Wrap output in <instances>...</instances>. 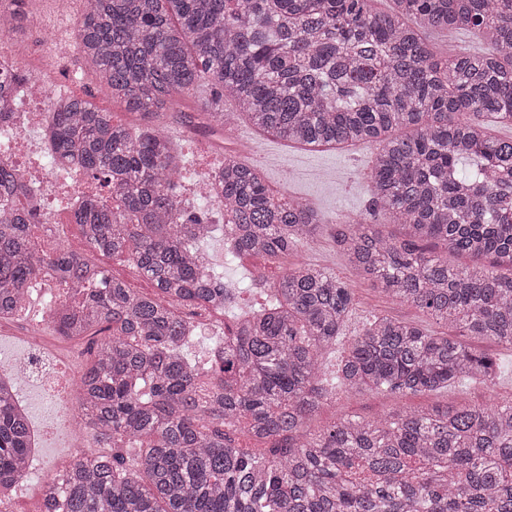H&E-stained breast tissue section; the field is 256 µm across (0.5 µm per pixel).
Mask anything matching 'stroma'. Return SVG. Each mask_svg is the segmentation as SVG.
<instances>
[{"label": "stroma", "mask_w": 512, "mask_h": 512, "mask_svg": "<svg viewBox=\"0 0 512 512\" xmlns=\"http://www.w3.org/2000/svg\"><path fill=\"white\" fill-rule=\"evenodd\" d=\"M231 135L235 142L245 144L244 158L263 169L266 183L276 196L308 203L326 218V225H323L314 241L290 253L287 263H308L316 260L318 253H326V267L345 282L356 301L355 309L346 323L347 330L361 327L366 318L374 315L428 324V317L418 308L393 300L380 288L359 279L337 243L341 223L347 218L360 216L370 224L385 221L384 214L373 207L368 177L377 152L376 143L360 142L342 148L310 149L264 135L244 119L234 120ZM205 248L212 255L214 264L223 266L225 282L241 287L242 294L236 306L240 312L263 301L260 290L248 285L254 267L262 266L268 280L273 281L279 277L285 265L251 255L228 266L224 263L220 239L208 241ZM468 343L505 365V373L493 386L467 383L422 394L392 395L368 391L356 396H340L321 407L311 422L312 430L325 429L346 417L368 418L417 412L434 406L463 407L512 399V350L473 337L469 338ZM74 405V393L61 391L56 399L58 413L50 420L52 433L48 446L40 451L39 468L20 483L16 493L25 512H34L44 487L53 480L56 468L62 467L70 456L69 449L64 446L60 412Z\"/></svg>", "instance_id": "35a3bbf8"}]
</instances>
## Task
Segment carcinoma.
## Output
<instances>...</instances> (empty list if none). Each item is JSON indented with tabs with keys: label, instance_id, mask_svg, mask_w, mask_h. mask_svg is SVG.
Instances as JSON below:
<instances>
[{
	"label": "carcinoma",
	"instance_id": "obj_1",
	"mask_svg": "<svg viewBox=\"0 0 512 512\" xmlns=\"http://www.w3.org/2000/svg\"><path fill=\"white\" fill-rule=\"evenodd\" d=\"M85 0L77 48L139 129L82 97L53 105L56 155L101 178L112 200L77 213L89 249L126 259L158 291L98 287L83 252L37 254L39 215L22 176L0 164V317L42 273L67 289L54 330L101 327L77 391L91 453L44 490L47 512H512V400L308 425L336 395L417 394L491 382L501 366L463 344L512 349V0ZM467 29L486 52L436 55L425 31ZM20 76L0 71V123ZM194 94V112L180 111ZM310 147L372 141L374 206L402 228L348 221L338 243L363 279L447 331L376 316L348 338L350 288L298 263L267 284L260 308L233 315L205 379L177 308L233 307L236 289L195 249L211 227L183 211L172 111L223 131L231 113ZM225 258L279 259L324 218L274 197L261 167L224 158ZM466 256L460 267L448 256ZM242 431L270 444L235 445ZM31 456V424L0 378V492Z\"/></svg>",
	"mask_w": 512,
	"mask_h": 512
}]
</instances>
